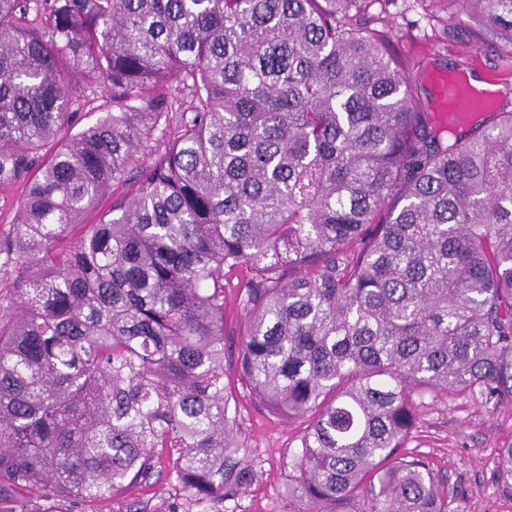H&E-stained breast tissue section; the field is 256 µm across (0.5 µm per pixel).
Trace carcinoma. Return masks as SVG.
Wrapping results in <instances>:
<instances>
[{
  "label": "carcinoma",
  "instance_id": "carcinoma-1",
  "mask_svg": "<svg viewBox=\"0 0 512 512\" xmlns=\"http://www.w3.org/2000/svg\"><path fill=\"white\" fill-rule=\"evenodd\" d=\"M394 2L0 0V472L113 497L174 448L172 512H222L255 476L240 270L239 376L311 416L288 512H448L400 449L427 399L512 407V112L424 109L365 19ZM466 2L512 37V0ZM96 90L95 97L97 98L79 111L78 124L74 128L73 132H77L83 127L96 123L100 118L106 115V112L112 111V106L106 102L108 101L106 89L103 86L98 85ZM224 271V283H229L231 288H226V299L224 305V319L227 323V329L238 333L244 324V314L237 299L235 285L241 277L239 273H227Z\"/></svg>",
  "mask_w": 512,
  "mask_h": 512
}]
</instances>
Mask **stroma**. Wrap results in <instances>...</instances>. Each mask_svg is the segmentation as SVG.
<instances>
[{"mask_svg": "<svg viewBox=\"0 0 512 512\" xmlns=\"http://www.w3.org/2000/svg\"><path fill=\"white\" fill-rule=\"evenodd\" d=\"M373 26L420 72L460 63L481 77L512 86V41L460 0H396L387 11L372 7ZM224 383L236 409L242 453L257 472L223 512H288V465L309 424L282 421L258 409L234 360L224 363ZM512 443V408L492 410L459 396L428 403L405 451L426 456L448 492V512H512V492L497 480L500 448ZM180 496L167 464L127 494L105 499L60 497L0 473V512H171Z\"/></svg>", "mask_w": 512, "mask_h": 512, "instance_id": "1", "label": "stroma"}]
</instances>
